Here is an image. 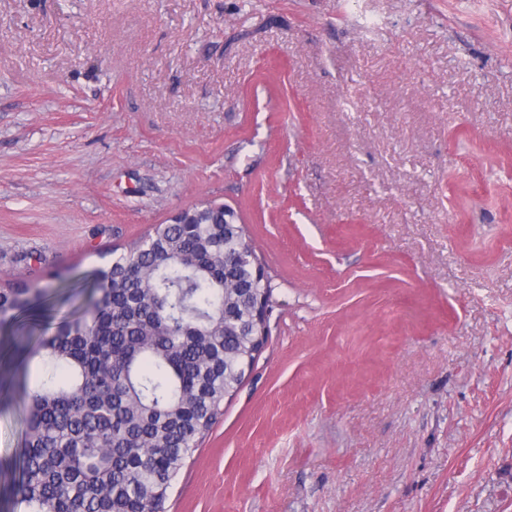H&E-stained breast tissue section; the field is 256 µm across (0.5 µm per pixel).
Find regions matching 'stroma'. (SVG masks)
Instances as JSON below:
<instances>
[{
	"mask_svg": "<svg viewBox=\"0 0 512 512\" xmlns=\"http://www.w3.org/2000/svg\"><path fill=\"white\" fill-rule=\"evenodd\" d=\"M202 201L269 336L166 512H512V0H0V285Z\"/></svg>",
	"mask_w": 512,
	"mask_h": 512,
	"instance_id": "stroma-1",
	"label": "stroma"
}]
</instances>
